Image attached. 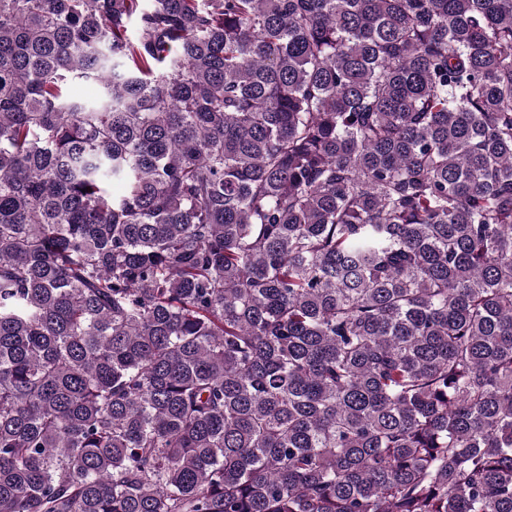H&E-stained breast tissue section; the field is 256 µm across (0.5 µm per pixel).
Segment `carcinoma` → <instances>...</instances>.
Segmentation results:
<instances>
[{
	"label": "carcinoma",
	"instance_id": "obj_1",
	"mask_svg": "<svg viewBox=\"0 0 512 512\" xmlns=\"http://www.w3.org/2000/svg\"><path fill=\"white\" fill-rule=\"evenodd\" d=\"M0 512H512V0H0Z\"/></svg>",
	"mask_w": 512,
	"mask_h": 512
}]
</instances>
